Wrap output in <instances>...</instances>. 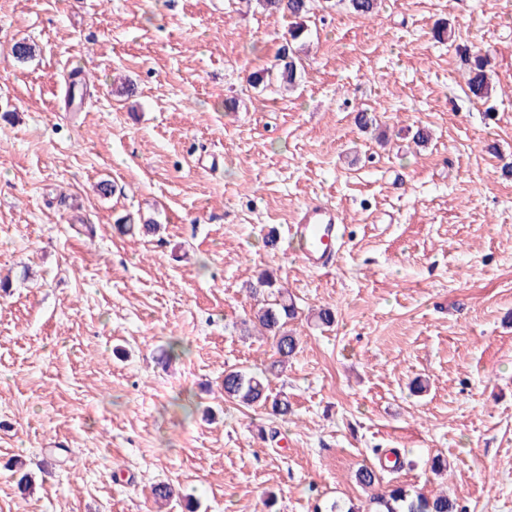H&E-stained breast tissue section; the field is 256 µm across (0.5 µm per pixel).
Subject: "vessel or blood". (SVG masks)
Listing matches in <instances>:
<instances>
[{
    "instance_id": "b4317fda",
    "label": "vessel or blood",
    "mask_w": 512,
    "mask_h": 512,
    "mask_svg": "<svg viewBox=\"0 0 512 512\" xmlns=\"http://www.w3.org/2000/svg\"><path fill=\"white\" fill-rule=\"evenodd\" d=\"M342 222L340 210L328 202L309 203L300 209L288 227V234L301 246L303 265L320 270L334 262L338 256L336 244L342 236Z\"/></svg>"
}]
</instances>
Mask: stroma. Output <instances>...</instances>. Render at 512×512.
<instances>
[{
	"mask_svg": "<svg viewBox=\"0 0 512 512\" xmlns=\"http://www.w3.org/2000/svg\"><path fill=\"white\" fill-rule=\"evenodd\" d=\"M291 23L246 0H0V512H328L365 504L357 471L394 450L383 486L512 512V0H314L297 90L252 87ZM314 200L347 226L326 272L285 239ZM128 214L158 231L120 235ZM263 270L298 307L285 420L224 399L225 370L272 360ZM457 49L468 64L466 86L472 97L482 100L491 96L492 86L489 81L486 52L475 45H458Z\"/></svg>",
	"mask_w": 512,
	"mask_h": 512,
	"instance_id": "obj_1",
	"label": "stroma"
}]
</instances>
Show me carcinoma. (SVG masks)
<instances>
[{
  "mask_svg": "<svg viewBox=\"0 0 512 512\" xmlns=\"http://www.w3.org/2000/svg\"><path fill=\"white\" fill-rule=\"evenodd\" d=\"M347 2L354 14L366 17L375 12L378 0ZM257 3L264 11L293 18L294 25L289 32V41L279 51L277 63L253 72L250 82L255 87L262 85L290 90L297 85L302 67L293 43L307 31L305 22L312 9V0H257ZM457 49L468 64L466 86L469 93L479 100L489 98L492 86L487 73L486 52L475 45H459ZM276 283L272 273L263 271L256 282L250 284L252 296L262 297L253 317L260 330L273 337L275 359L260 373L236 368L224 371V398L248 407L269 406L274 414L286 419L293 413L292 404L288 398L272 394L268 375L286 367L297 352L299 340L285 330L297 310L292 299L288 298V290L276 287ZM357 480L371 492L367 504L361 507L352 504L345 509L336 503L331 506V512H457L455 502L446 495L429 497L406 485H393L386 491H377L380 478L368 467L358 472Z\"/></svg>",
  "mask_w": 512,
  "mask_h": 512,
  "instance_id": "cac0c4a2",
  "label": "carcinoma"
}]
</instances>
